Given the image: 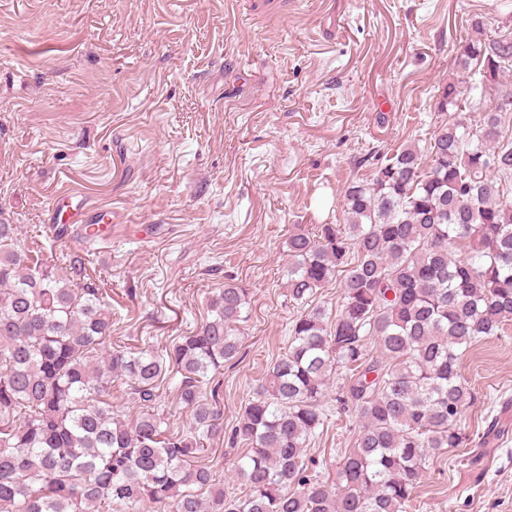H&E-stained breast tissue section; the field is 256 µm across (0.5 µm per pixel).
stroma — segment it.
<instances>
[{
    "label": "stroma",
    "instance_id": "obj_1",
    "mask_svg": "<svg viewBox=\"0 0 512 512\" xmlns=\"http://www.w3.org/2000/svg\"><path fill=\"white\" fill-rule=\"evenodd\" d=\"M502 0H0V212L24 247L83 255L112 343L162 351L246 288L242 349L217 375L225 434L203 461L238 483L228 434L302 309L285 286L295 225L344 221L348 180L429 146L437 102ZM110 211L108 245L47 235L62 188ZM467 446L435 458L409 512H512V326L460 359ZM331 379L306 454L331 472L360 422Z\"/></svg>",
    "mask_w": 512,
    "mask_h": 512
}]
</instances>
